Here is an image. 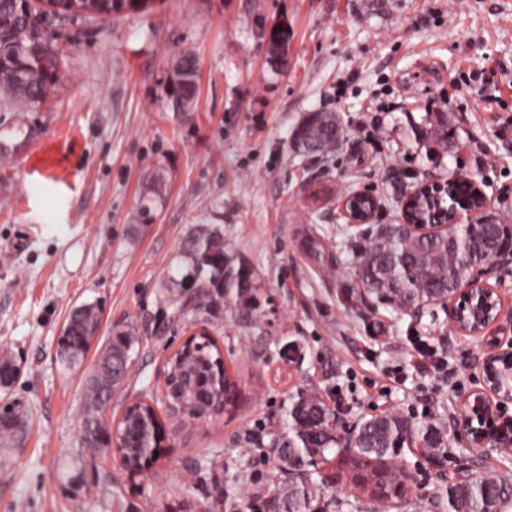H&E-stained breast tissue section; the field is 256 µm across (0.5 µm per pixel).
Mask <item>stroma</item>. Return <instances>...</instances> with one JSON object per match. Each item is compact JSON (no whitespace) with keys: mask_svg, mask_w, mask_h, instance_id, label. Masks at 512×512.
Here are the masks:
<instances>
[{"mask_svg":"<svg viewBox=\"0 0 512 512\" xmlns=\"http://www.w3.org/2000/svg\"><path fill=\"white\" fill-rule=\"evenodd\" d=\"M288 33L284 61L271 28ZM61 80L28 111L0 109V356L20 374L0 400L27 431L0 449V512H168L202 502L196 462L235 467L247 436L278 428L297 391L319 393L342 435L397 412L443 431L434 465L422 442L399 460L415 486L394 512H436L466 442L451 422L478 387L475 340L448 327L443 306L398 311L356 276L364 244L339 203L376 194L379 223H397L404 193L463 175L490 199L486 220L512 225V0H148L52 31ZM199 68L197 105L178 119L173 68ZM335 113L340 140L305 153L294 131ZM445 124L448 138L428 140ZM164 177L163 205L143 223L144 175ZM193 224H220L229 256L255 272L271 304H225L210 331L244 393L215 420L169 417L163 358L187 336L191 308L160 289ZM102 308L82 366L59 357L81 304ZM135 326L134 366L102 412L155 404L166 439L129 473L81 442L85 380L114 328ZM297 343L298 356L287 352Z\"/></svg>","mask_w":512,"mask_h":512,"instance_id":"35a3bbf8","label":"stroma"}]
</instances>
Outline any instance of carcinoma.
<instances>
[{
	"label": "carcinoma",
	"instance_id": "1",
	"mask_svg": "<svg viewBox=\"0 0 512 512\" xmlns=\"http://www.w3.org/2000/svg\"><path fill=\"white\" fill-rule=\"evenodd\" d=\"M115 0H70L60 6L53 23L112 13ZM45 13L39 8L27 11L25 0H0V102L7 108H36L60 80L59 57L54 44L42 36ZM188 70L187 81L176 94L182 98L197 97V63L191 52L179 57ZM338 124L332 112H312L296 131L300 146L312 154L329 152L336 144ZM147 189L141 195L139 213L146 221L153 218L161 203L162 175L147 176ZM484 227L472 231L461 225L448 233L421 236L402 232L398 225L369 228L365 245L356 254V273L361 283L383 302L402 309L412 301L419 306L441 305L448 298V278L468 274V266L480 254ZM193 279L199 292L195 294L193 314L208 327L211 319L224 309V303L246 300L255 295L258 285L251 270L235 265L224 250V229L220 224H197L180 242L162 287L183 288ZM100 305L83 304L75 308L64 324L59 338L60 354L71 366L81 363L89 350V342L100 327ZM140 342L132 326L113 331L97 364L89 376L86 406L81 421V440L89 450L107 451L112 431L102 421V410L110 402L112 392L128 375L135 346ZM221 352L215 340L206 335L196 337L190 348L176 354L167 370L173 379L183 381L171 399L189 412L205 409L206 395L190 383L194 375L213 371ZM20 369L9 359L0 362V387L9 388ZM145 408L126 411L117 429V439L124 446L128 462L141 465L149 455L153 441L142 442L139 416ZM329 409L319 395L300 390L286 411V421L278 432L269 434V442L255 438L244 440L240 461L253 459L261 452L272 470L285 476V481L272 483L266 489L249 493L245 484L253 481L249 467L230 472L222 466H197L199 481L206 489L200 506L185 504L181 512H265L271 499L278 500L284 512H336V499L327 494L325 483L317 478L319 464L329 462L328 455L346 465L349 483L370 497L386 502L394 500L396 491L407 492L411 475L394 463L410 437L419 427L399 413L373 416L361 422L347 442H341L329 430L323 417ZM21 421L14 410L3 406L0 415V438L9 439L20 429ZM296 457L300 465L288 469V458ZM437 497L445 501L448 512H504L512 504V479L498 475H469L453 478Z\"/></svg>",
	"mask_w": 512,
	"mask_h": 512
}]
</instances>
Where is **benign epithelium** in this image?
<instances>
[{"label": "benign epithelium", "mask_w": 512, "mask_h": 512, "mask_svg": "<svg viewBox=\"0 0 512 512\" xmlns=\"http://www.w3.org/2000/svg\"><path fill=\"white\" fill-rule=\"evenodd\" d=\"M466 183L479 200L475 207L448 208L450 222L438 217L425 221L411 219L412 207L421 197L449 189L450 185ZM489 198L483 188L470 178H450L444 182H425L407 193L401 201L400 223L410 233L437 234L448 224L480 223ZM344 217L350 224H371L381 209L379 199L364 191L347 194L341 203ZM512 258V238L488 240L483 260L472 272L454 285L455 293L448 304V327L460 336L477 340L483 350L478 360L480 387L474 389L461 403L460 413L452 420L453 431L467 439L471 452L481 454L489 449L512 446V418L505 416V404L512 402V326L503 322V299L499 289L490 286L475 272L494 262ZM208 415L217 418L224 413V384L212 389Z\"/></svg>", "instance_id": "1"}]
</instances>
